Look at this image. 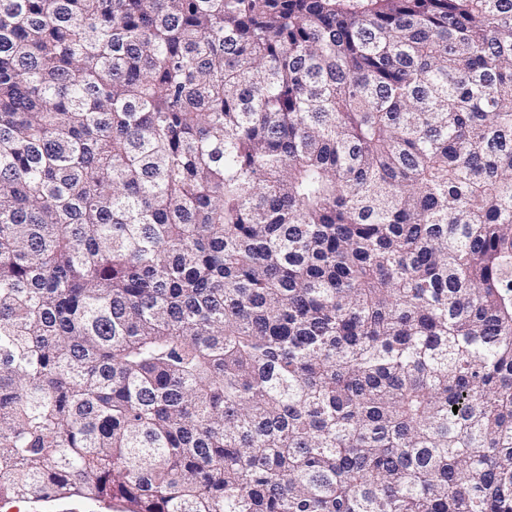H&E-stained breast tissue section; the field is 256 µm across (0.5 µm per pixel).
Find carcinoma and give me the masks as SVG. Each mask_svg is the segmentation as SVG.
I'll use <instances>...</instances> for the list:
<instances>
[{
	"instance_id": "carcinoma-1",
	"label": "carcinoma",
	"mask_w": 512,
	"mask_h": 512,
	"mask_svg": "<svg viewBox=\"0 0 512 512\" xmlns=\"http://www.w3.org/2000/svg\"><path fill=\"white\" fill-rule=\"evenodd\" d=\"M65 496L512 512V0H0V503Z\"/></svg>"
}]
</instances>
